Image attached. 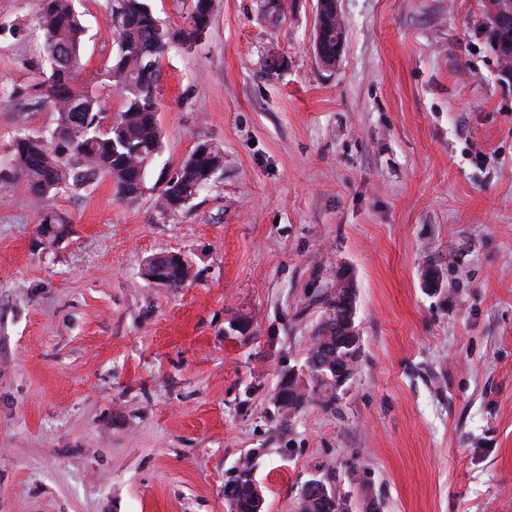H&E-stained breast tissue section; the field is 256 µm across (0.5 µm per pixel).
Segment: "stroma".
Wrapping results in <instances>:
<instances>
[{"mask_svg": "<svg viewBox=\"0 0 512 512\" xmlns=\"http://www.w3.org/2000/svg\"><path fill=\"white\" fill-rule=\"evenodd\" d=\"M487 6L338 0L328 67L316 0L275 21L216 0L201 42L160 62L141 197L107 177L58 194L67 231L49 243L22 183L0 195V512H228L248 453L265 512H297L314 477L347 512H512V79ZM39 7L0 0V168L17 134L56 126L15 95L42 54ZM74 8L77 84L119 112L109 0ZM201 143L221 169L159 218V177ZM166 252L191 283L143 278ZM340 281L357 365L332 410L283 424L277 376ZM243 317L249 335H229ZM333 0H317V8H316V34L317 32L323 33L329 40L332 49L334 48V54L328 60L323 59L318 49L321 50V42L322 36L318 34V49L316 45V39L314 43V48L317 56L320 61L326 66H333L336 63V40L338 43L342 44L343 41V28L341 22L338 21L336 14H338V0H336V10L332 6L331 2ZM336 48V49H335Z\"/></svg>", "mask_w": 512, "mask_h": 512, "instance_id": "stroma-1", "label": "stroma"}]
</instances>
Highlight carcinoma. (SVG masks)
<instances>
[{
    "mask_svg": "<svg viewBox=\"0 0 512 512\" xmlns=\"http://www.w3.org/2000/svg\"><path fill=\"white\" fill-rule=\"evenodd\" d=\"M215 0H194L188 25L163 26L146 0H111L110 15L118 42L106 76L122 92V108L108 115L97 98L75 88L79 67L83 27L73 10L72 0H41L36 23L44 40L50 71L40 72L30 85L15 90L33 105L57 112V124L50 137L20 133L13 139L7 163L13 179L22 181L32 199L47 202L62 188L82 189L109 177L120 198L135 200L142 195L143 164L156 158L162 148L156 120L160 100L158 91L159 58L173 47L181 48L200 39L208 30ZM316 31L324 34L331 47L343 41V28L332 0H317ZM497 57L512 60V24L493 30ZM223 165L214 149L187 160L176 176L168 180L155 198V213L165 216L186 206L208 185ZM38 231L49 241L65 233L57 215L43 210ZM325 312L315 327L307 350L330 365L356 366L358 355L345 341L354 321L352 290L337 285L324 293ZM282 395V419L291 421L294 413L308 403L325 409L339 396L330 384H309L305 388L279 377L276 387ZM327 492L299 493L298 512H345L343 502L326 481ZM257 483L252 465L244 462L235 477L224 484V500L230 512H259Z\"/></svg>",
    "mask_w": 512,
    "mask_h": 512,
    "instance_id": "cac0c4a2",
    "label": "carcinoma"
}]
</instances>
